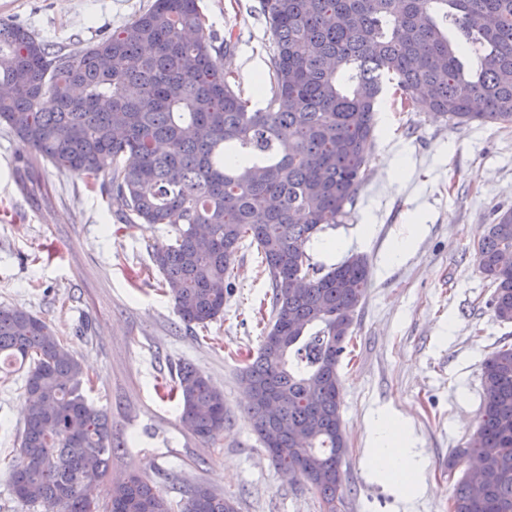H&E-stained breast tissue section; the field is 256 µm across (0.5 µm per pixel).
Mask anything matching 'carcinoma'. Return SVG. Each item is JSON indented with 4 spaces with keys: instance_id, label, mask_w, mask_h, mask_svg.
Masks as SVG:
<instances>
[{
    "instance_id": "carcinoma-1",
    "label": "carcinoma",
    "mask_w": 512,
    "mask_h": 512,
    "mask_svg": "<svg viewBox=\"0 0 512 512\" xmlns=\"http://www.w3.org/2000/svg\"><path fill=\"white\" fill-rule=\"evenodd\" d=\"M272 33L270 95L248 110L224 74L234 44L206 28L198 0H153L127 24L64 53L0 21V125L36 159L101 185L126 224H171L150 251L189 329L224 316L245 240L270 279L271 314L240 370L246 414L269 460L298 472L323 512H340L347 447L338 364L370 286L352 254L323 272L307 245L340 224L368 165L383 80L417 112L455 125L512 126V0H261ZM478 267L497 321L512 323V208L493 213ZM27 367L26 411L10 474L16 499L48 512H237L204 483L173 503L133 472L99 498L123 444L82 393L84 368L40 317L0 306V371ZM482 411L451 512H512V343L481 362ZM180 422L204 444L224 431V392L183 363ZM277 402V413L266 400ZM485 480L481 498L470 481Z\"/></svg>"
}]
</instances>
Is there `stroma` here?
<instances>
[{
  "label": "stroma",
  "mask_w": 512,
  "mask_h": 512,
  "mask_svg": "<svg viewBox=\"0 0 512 512\" xmlns=\"http://www.w3.org/2000/svg\"><path fill=\"white\" fill-rule=\"evenodd\" d=\"M151 0H0V20L28 29L62 51L96 43L131 21ZM216 33L240 32L226 53L230 83L253 94L269 79L273 40L260 0H199ZM368 147L369 172L354 209L307 248L328 268L366 255L371 285L354 316L343 356L342 408L350 490L341 512H450L462 469L448 457L463 447L480 416V363L512 325L500 324L477 248L495 209L512 207V128L456 126L416 112L387 83ZM31 151L0 126V305L44 319L82 362L91 379L83 393L105 410L115 439L96 492L146 474L173 501L187 485L208 484L233 499L238 512H321L302 480L277 470L246 417L238 380L261 328L257 311L269 278L255 247L241 246L235 290L224 317L191 333L160 288L152 245L167 242L166 224H124L121 204L103 199L79 177L30 163ZM402 157L407 175L393 182L389 161ZM411 238L405 259L392 263L395 242ZM325 241L343 242L326 252ZM204 370L224 392L227 420L217 442L198 441L167 398L179 364ZM24 380L0 374V512H44L17 500L10 470L24 416ZM405 420L411 455L421 465L419 490L405 497L397 479L371 460L379 421Z\"/></svg>",
  "instance_id": "stroma-1"
}]
</instances>
